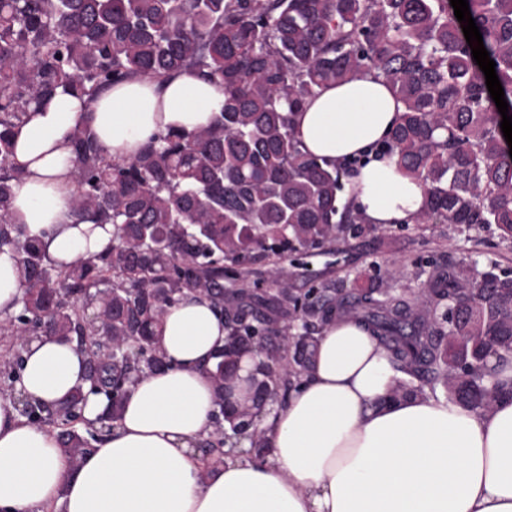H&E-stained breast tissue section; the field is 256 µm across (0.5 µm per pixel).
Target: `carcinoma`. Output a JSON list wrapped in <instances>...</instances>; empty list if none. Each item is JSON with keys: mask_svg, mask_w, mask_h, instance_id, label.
Returning a JSON list of instances; mask_svg holds the SVG:
<instances>
[{"mask_svg": "<svg viewBox=\"0 0 512 512\" xmlns=\"http://www.w3.org/2000/svg\"><path fill=\"white\" fill-rule=\"evenodd\" d=\"M512 115V0H468ZM191 68L224 88V108L190 135L168 132L119 165L76 127L71 208L80 223L110 224L112 243L60 268L43 244L11 221L12 130L61 88L93 99L133 76ZM373 68L403 105L382 149L420 180L419 223L494 224L512 239V156L484 73L471 56L450 0H0V248L18 256L23 291L0 335L74 338L87 352L91 391L119 412L134 375L159 372L155 337L165 308L202 295L224 314L227 339L209 374L215 393L210 451L255 459L266 453L260 407L307 367L335 315L362 322L405 374L394 393L441 387L460 405L494 409L499 396L477 379L492 349L512 355V276L440 269L423 298L363 288L299 298L275 272V295L249 292L248 265H280L288 252L314 256L336 241L365 238L342 203V169L302 151L292 115L329 84ZM239 266L224 287V262ZM247 297L224 306V295ZM458 304L455 318L442 317ZM266 361L255 402L229 410L224 389L247 351ZM78 390L57 409L26 403L24 415L59 429L80 462L105 429L83 435ZM248 447H241L242 442Z\"/></svg>", "mask_w": 512, "mask_h": 512, "instance_id": "obj_1", "label": "carcinoma"}]
</instances>
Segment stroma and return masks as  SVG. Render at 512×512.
<instances>
[{
	"mask_svg": "<svg viewBox=\"0 0 512 512\" xmlns=\"http://www.w3.org/2000/svg\"><path fill=\"white\" fill-rule=\"evenodd\" d=\"M451 262L512 273V240L501 239L492 225L467 230L456 224H401L307 259L289 255L283 269L302 293L330 288L347 294L379 280L392 294L417 296L436 269Z\"/></svg>",
	"mask_w": 512,
	"mask_h": 512,
	"instance_id": "obj_1",
	"label": "stroma"
}]
</instances>
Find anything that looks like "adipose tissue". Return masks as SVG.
I'll return each instance as SVG.
<instances>
[{
	"label": "adipose tissue",
	"instance_id": "1",
	"mask_svg": "<svg viewBox=\"0 0 512 512\" xmlns=\"http://www.w3.org/2000/svg\"><path fill=\"white\" fill-rule=\"evenodd\" d=\"M224 105V90L192 71L137 76L95 99L58 92L14 130L11 218L68 265L112 241L108 224L70 218V137L90 123L115 163L131 160L159 132L189 133ZM403 106L378 77L318 89L293 116L303 152L336 164L358 157L347 198L365 223H416L425 193L381 144ZM18 259L0 249V322L19 308ZM224 318L205 298L166 308L158 347L168 367L137 376L116 421L88 393L86 353L57 336L24 339L14 389L0 396V512H512V362L494 377L507 397L490 412L418 395L396 402L389 354L348 315L319 335L307 370L286 399H271L260 428L269 452L205 463L214 387L206 373L226 339ZM85 389L86 426L107 428L80 466L57 435L31 423L20 399L52 405Z\"/></svg>",
	"mask_w": 512,
	"mask_h": 512
}]
</instances>
